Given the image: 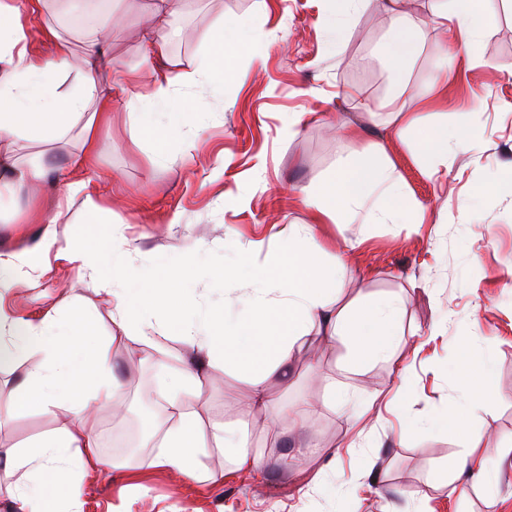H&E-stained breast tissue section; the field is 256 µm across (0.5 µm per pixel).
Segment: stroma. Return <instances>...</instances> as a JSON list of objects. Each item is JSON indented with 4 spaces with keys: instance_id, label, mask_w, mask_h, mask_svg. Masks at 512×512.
Wrapping results in <instances>:
<instances>
[{
    "instance_id": "stroma-1",
    "label": "stroma",
    "mask_w": 512,
    "mask_h": 512,
    "mask_svg": "<svg viewBox=\"0 0 512 512\" xmlns=\"http://www.w3.org/2000/svg\"><path fill=\"white\" fill-rule=\"evenodd\" d=\"M154 6L155 0H122L127 23L112 38L115 70H150L138 18ZM328 6V0H190L172 22L180 31L169 47L174 73L195 68L206 33L227 16L251 32L255 45L237 57L236 78L219 89L181 87L178 95L195 103L198 121L157 147L143 140L135 121L139 88L100 74L111 90L112 123L99 129L96 160L79 174L102 192L100 224H85L83 196L68 197L58 178L32 205L43 220L69 201V221L55 230L72 244L93 231L110 239L112 217L120 215L130 253L117 269L104 260L100 277L121 278L132 288L138 274L184 269L192 279L187 318L219 309L234 320L242 313V289L232 279L213 282L203 267L227 263L244 274L273 263L280 230L313 224L299 189L332 177L339 159L367 157L383 145L405 194L423 208L424 223L314 224L315 238L326 259L345 265L346 299L403 297L412 342L400 353L403 372L384 362L346 371L343 347L311 336L286 375L268 381L271 408L247 416L245 375L226 367L202 390L203 418L246 434L250 452L264 462L259 478L236 470L230 448L205 449L194 479L154 466L157 448L140 449L130 466L124 449L105 446L110 467L78 476L80 491L59 502L60 512H512V466L500 469L496 492L471 485L465 495L452 494L454 478L442 467L467 443L421 427L425 418L462 405L448 369L466 344L490 355L497 392L467 419L483 435L477 451L494 460L512 448V75L484 66L512 65V0H488L486 29L475 45L449 46L444 57L432 21L436 0H416L423 45L395 109L418 113L421 122L404 133L386 111L363 112L364 105L379 106L393 83L380 56L388 14L359 12L335 47L321 23ZM443 65L447 84L431 87ZM292 112L306 115L293 133ZM328 117L347 122L352 135L330 133ZM475 124L476 144L449 148L447 172L429 176L434 159L418 142L420 129L464 131ZM37 279L34 286L19 280L0 302L37 321L71 300L97 313L99 340L115 331L111 304L77 265L49 259ZM165 343V352L145 363L139 360L145 344L112 348L124 402L138 405L186 351L179 337ZM333 382L354 392L351 404L334 403ZM283 410L301 418L299 447L273 435ZM358 410L363 418L348 425L344 413ZM56 424L55 415L38 411L16 417L0 429V446L28 445Z\"/></svg>"
}]
</instances>
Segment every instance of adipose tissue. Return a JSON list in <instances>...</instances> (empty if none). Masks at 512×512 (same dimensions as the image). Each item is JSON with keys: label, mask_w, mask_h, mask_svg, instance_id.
Instances as JSON below:
<instances>
[{"label": "adipose tissue", "mask_w": 512, "mask_h": 512, "mask_svg": "<svg viewBox=\"0 0 512 512\" xmlns=\"http://www.w3.org/2000/svg\"><path fill=\"white\" fill-rule=\"evenodd\" d=\"M47 3L48 0H28L22 10L8 0H0V198L16 197L39 186L53 160L47 152L18 160L12 147L21 139L75 142L76 149L68 155L62 175L67 180L68 194L86 193L88 186L77 174L94 162L98 128L110 119L111 98L96 76L112 66L107 48L113 33L122 26L123 16H98L80 50L72 38L53 26L42 25V35L54 44V55L46 60L32 52L30 35L32 21L43 16ZM409 3L410 0H331L324 19L327 33L333 41L340 42L359 11L370 6L386 11L391 24L381 56L392 71L398 93L403 91L409 66L422 45L421 29ZM186 4L187 0H157L154 11L143 21L145 59L166 57L171 39L166 22L182 13ZM486 20L484 0H444L435 12L436 26H454L457 40L464 46L472 45L481 36ZM206 39L210 50L189 78L216 87L231 76V60L247 48L248 37L233 21L222 19ZM73 71L81 73L80 84L64 87L65 76ZM175 83L168 74L154 73L153 91L142 100L147 110L139 114L138 122L143 136L153 143H161L167 134L188 126L196 115L188 102L174 111H161L160 106L170 98ZM299 200L313 210L316 221H421L419 205L405 195L393 164L384 157L339 163L333 178L321 186L301 189ZM128 245L123 233L116 229L109 244H101L99 237L91 236L81 246L62 247L52 227L34 250L22 254L0 252V289L4 291L13 286L22 270L38 271L49 254L81 264L93 273L96 293L107 296L119 329L106 345L94 340L96 316L90 310H70L62 321L49 312L37 324L0 312V367L18 362L32 349L41 354L40 362L28 368L10 412L0 416V427L11 417L34 410L47 414L59 409L64 412L58 427L34 441L32 449L0 448V457L33 479L18 498L19 512H53L62 483L75 474L100 468L98 440L86 423L96 410L116 402L111 345L130 339L154 345L158 334L173 331L200 353L197 362L181 357L179 367L169 376V426L162 440H155L150 434L142 440L146 447L160 444L162 451L155 458L156 465L189 476L194 474L200 454L209 447L235 449V466L239 470L257 473L264 467L259 457L246 450L243 440L234 438L223 425L215 423L203 428V371L227 365L244 371L251 398L243 412L249 415L269 408L268 379L287 370L310 335L321 336L331 346L342 345L343 361L354 371L379 361L394 362L396 353L406 344L401 328L402 296L385 293L359 302H344V266L337 261H323L313 224L289 225L287 243L277 260L250 275L245 312L232 324L211 313L194 323L184 319L189 281L180 270H170L161 277L144 276L140 288L132 292L97 279L95 273L104 255H111L113 264H121ZM139 307L149 314L164 315L157 335L145 330L132 332L130 324ZM454 374L465 405L441 414L437 422L449 433L460 434L465 432L466 413L481 409L495 395L491 359L486 355H463ZM469 439L471 449L450 464L457 482L455 490L460 494L471 483L490 489L497 485L496 469L473 450L480 435L470 434Z\"/></svg>", "instance_id": "adipose-tissue-1"}]
</instances>
